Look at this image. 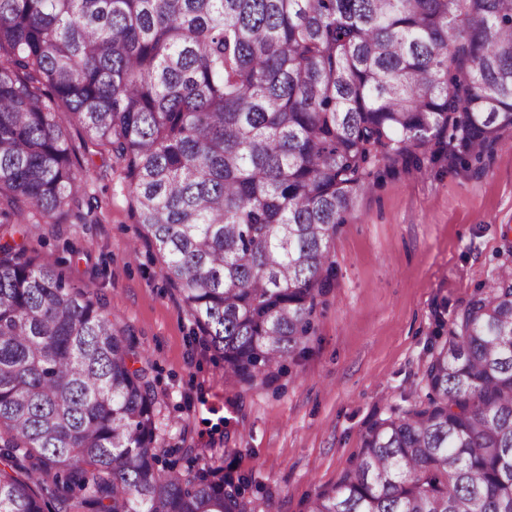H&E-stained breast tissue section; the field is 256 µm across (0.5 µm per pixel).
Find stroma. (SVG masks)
<instances>
[{"label":"stroma","instance_id":"1","mask_svg":"<svg viewBox=\"0 0 512 512\" xmlns=\"http://www.w3.org/2000/svg\"><path fill=\"white\" fill-rule=\"evenodd\" d=\"M97 220L17 235L78 287L94 288L155 380L158 444L175 469L251 474L258 512H304L336 483L372 421L425 401L436 337L477 288L512 269V132L468 170H381L331 242L336 278L305 351L274 377L237 384L201 338L162 260L132 252L138 226L119 171L94 158Z\"/></svg>","mask_w":512,"mask_h":512}]
</instances>
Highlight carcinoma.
<instances>
[{
  "label": "carcinoma",
  "mask_w": 512,
  "mask_h": 512,
  "mask_svg": "<svg viewBox=\"0 0 512 512\" xmlns=\"http://www.w3.org/2000/svg\"><path fill=\"white\" fill-rule=\"evenodd\" d=\"M507 130L512 0H0V512H255L250 477L161 464L142 353L16 243L29 210L88 221L91 157L120 166L139 238L253 384L306 349L380 166L479 159ZM423 379L305 512H512L511 271Z\"/></svg>",
  "instance_id": "1"
}]
</instances>
